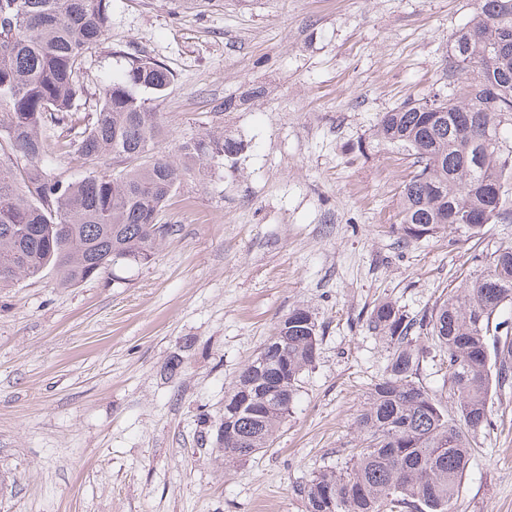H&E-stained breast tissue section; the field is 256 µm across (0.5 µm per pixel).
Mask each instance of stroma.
<instances>
[{
	"label": "stroma",
	"instance_id": "1",
	"mask_svg": "<svg viewBox=\"0 0 512 512\" xmlns=\"http://www.w3.org/2000/svg\"><path fill=\"white\" fill-rule=\"evenodd\" d=\"M475 0H111L83 65L84 108L125 56L164 64L160 152L206 133L233 158L190 171L149 263L73 287L54 274L0 288V512H306L301 488L344 470L354 421L386 365L374 304L416 316L512 245V224L473 238H400L414 172L376 135L386 112L457 98L449 39ZM233 109H225V102ZM318 357L270 448L226 465L202 444L224 397L294 307ZM453 512H512V390Z\"/></svg>",
	"mask_w": 512,
	"mask_h": 512
}]
</instances>
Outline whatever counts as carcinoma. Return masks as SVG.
I'll return each mask as SVG.
<instances>
[{"instance_id": "carcinoma-1", "label": "carcinoma", "mask_w": 512, "mask_h": 512, "mask_svg": "<svg viewBox=\"0 0 512 512\" xmlns=\"http://www.w3.org/2000/svg\"><path fill=\"white\" fill-rule=\"evenodd\" d=\"M109 9L110 0H0L1 287L46 271L73 286L110 266L150 262L172 230L161 219L189 167L239 150L226 134L184 142L177 159L156 151L164 126L154 102L174 75L149 58H128L81 123L83 61L107 31ZM453 38V67L468 76L463 98L408 103L384 113L377 128L414 158L401 203L406 241L446 227L471 237L486 224H512V150L502 137V124L512 122V0H476ZM48 129L86 176L47 173ZM104 154L150 160L101 174ZM507 308L511 245L419 317L390 301L373 307L367 327L388 345L387 365L355 419L360 445L351 466L323 469L305 484L307 512H452L471 438L492 425L494 393L512 387ZM274 335L283 340L267 353L282 376L253 359L224 398L227 462L269 446L315 361L319 328L309 310L289 311ZM430 345L443 353L445 398L422 383ZM260 390L268 405L239 408L237 398Z\"/></svg>"}]
</instances>
